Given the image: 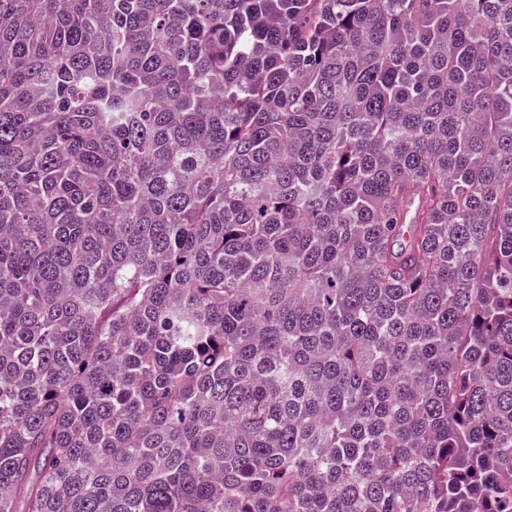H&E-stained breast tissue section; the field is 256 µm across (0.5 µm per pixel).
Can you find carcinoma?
I'll return each mask as SVG.
<instances>
[{
	"label": "carcinoma",
	"mask_w": 512,
	"mask_h": 512,
	"mask_svg": "<svg viewBox=\"0 0 512 512\" xmlns=\"http://www.w3.org/2000/svg\"><path fill=\"white\" fill-rule=\"evenodd\" d=\"M0 512H512V0H0Z\"/></svg>",
	"instance_id": "cac0c4a2"
}]
</instances>
